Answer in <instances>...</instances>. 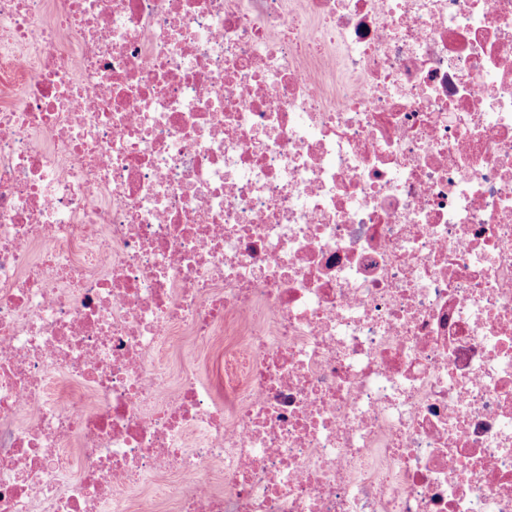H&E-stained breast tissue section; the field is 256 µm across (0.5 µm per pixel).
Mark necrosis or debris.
I'll use <instances>...</instances> for the list:
<instances>
[{"label":"necrosis or debris","instance_id":"4bbe7bcc","mask_svg":"<svg viewBox=\"0 0 512 512\" xmlns=\"http://www.w3.org/2000/svg\"><path fill=\"white\" fill-rule=\"evenodd\" d=\"M164 505L512 512V0H0V512Z\"/></svg>","mask_w":512,"mask_h":512}]
</instances>
